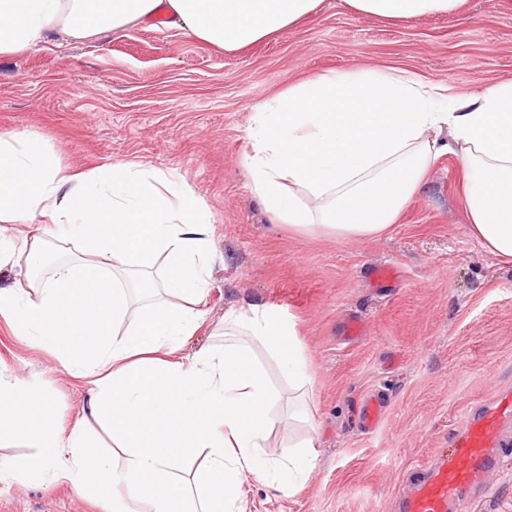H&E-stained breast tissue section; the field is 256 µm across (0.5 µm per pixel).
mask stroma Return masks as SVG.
Returning a JSON list of instances; mask_svg holds the SVG:
<instances>
[{
  "mask_svg": "<svg viewBox=\"0 0 512 512\" xmlns=\"http://www.w3.org/2000/svg\"><path fill=\"white\" fill-rule=\"evenodd\" d=\"M369 67L460 94L512 80V0H468L456 16L405 21L323 0L287 32L235 52L151 20L0 55V136L27 131L73 171L149 165L208 206L210 316L185 352L222 344L214 322L243 305L296 321L314 376L306 401L318 423L316 467L290 497L245 485L246 512H399L419 472L451 454L470 413L512 387V264L471 235L458 157L433 161L420 194L373 237L274 223L251 191L245 159L255 108L288 84ZM379 266L392 278L377 280ZM353 320L362 324L354 338ZM0 379L36 383L66 429L87 400L51 354L1 318ZM377 387L391 405L366 436L357 412ZM111 501L62 480L0 483V512H109ZM467 512H512V460Z\"/></svg>",
  "mask_w": 512,
  "mask_h": 512,
  "instance_id": "1",
  "label": "stroma"
}]
</instances>
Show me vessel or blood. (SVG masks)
Segmentation results:
<instances>
[{"instance_id":"b4317fda","label":"vessel or blood","mask_w":512,"mask_h":512,"mask_svg":"<svg viewBox=\"0 0 512 512\" xmlns=\"http://www.w3.org/2000/svg\"><path fill=\"white\" fill-rule=\"evenodd\" d=\"M388 410L387 399L368 393L358 411L363 433L377 432ZM512 422V390L501 393L470 418L447 461L430 465L399 502L400 512H465L471 491L484 486L507 453L502 432Z\"/></svg>"}]
</instances>
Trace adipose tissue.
Masks as SVG:
<instances>
[{
	"mask_svg": "<svg viewBox=\"0 0 512 512\" xmlns=\"http://www.w3.org/2000/svg\"><path fill=\"white\" fill-rule=\"evenodd\" d=\"M321 0H0V54L54 39L120 32L166 11L170 27L227 52L279 35ZM383 19L460 12L466 0H345ZM448 129L449 141L433 138ZM247 158L253 193L273 220L339 239L396 223L432 161L459 155L472 235L512 261V81L457 95L405 72L331 71L291 84L257 107ZM74 229L90 261L0 289V316L58 357L88 387L82 416L60 428L40 392L0 383V414L35 451L0 467V481L50 476L77 492L112 493V512H245L251 481L286 496L315 467L317 423L281 450L268 439L280 393L254 359L263 347L289 383L311 385L295 323L252 304L224 314V343L185 352L208 319L212 259L200 198L167 174L117 161L88 172L60 167L26 132L0 138V237L27 227L0 263L40 267L48 225ZM162 258L164 296L134 306L111 270H150ZM112 434L115 458L89 453L94 424ZM203 457L202 467L188 463Z\"/></svg>",
	"mask_w": 512,
	"mask_h": 512,
	"instance_id": "adipose-tissue-1",
	"label": "adipose tissue"
}]
</instances>
